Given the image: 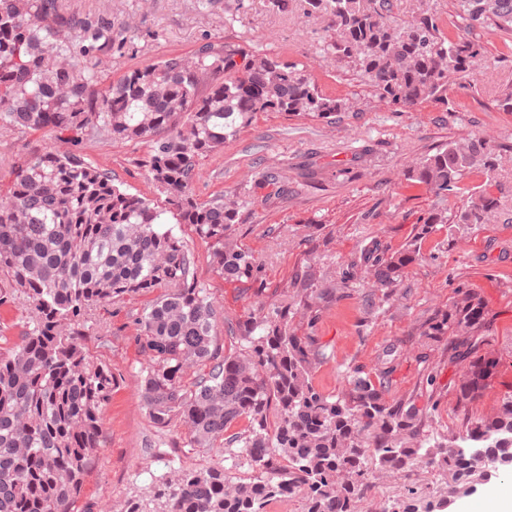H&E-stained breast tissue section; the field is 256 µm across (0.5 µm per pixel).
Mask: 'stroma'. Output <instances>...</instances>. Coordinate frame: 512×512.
Instances as JSON below:
<instances>
[{
	"label": "stroma",
	"instance_id": "stroma-1",
	"mask_svg": "<svg viewBox=\"0 0 512 512\" xmlns=\"http://www.w3.org/2000/svg\"><path fill=\"white\" fill-rule=\"evenodd\" d=\"M84 13L125 23V45L113 51L106 78L117 81L129 70L172 54L188 55L204 41H224L246 51H260L306 65L318 90L347 104L336 120L286 112L258 113L252 125L222 151L202 162L204 177L195 186L199 199L231 193L245 206L231 235L262 262L260 277L268 289L290 287L295 276L315 271L323 282L339 281L343 269L361 250L380 243L397 250L420 242V255L397 286L394 300L369 310L368 290L356 284L328 304L315 327L329 357L314 368L315 384L332 393L342 387L348 367L372 371L392 362L386 385L393 398L421 390V369L434 368L437 410L429 431L448 435L471 413L493 414L512 395V199H504L489 223L458 229L434 225L418 240L420 217L436 208L456 211L477 192H495L496 181H512V153H505L494 179L474 171L460 191L439 200L406 172L420 158L449 141L479 137L489 144H512V112L498 100L512 90V35L486 26L467 29L454 0H394V17L404 23L425 12L441 17L451 39L459 36L485 46L487 62L475 74L459 73L448 86V103L424 102L396 110L373 95L350 64L323 51L328 20L305 14L300 0L276 11L269 0H69ZM67 151L66 141L43 131L0 130V190L9 185L15 160L43 146ZM144 146L87 143V161L112 171L129 192L155 198V189L138 161ZM197 259V277L224 309V323L248 319L256 306L253 289L227 282L213 270L208 247L188 224L175 227ZM9 281L0 274V349L16 347L31 329L29 310L7 295ZM477 293L486 311L480 354H490L498 368L484 395L462 403L459 369L448 362L445 344L425 346L419 324L447 309L457 287ZM153 294L125 297L98 308L85 344L91 355L111 366L116 377L104 411L105 442L85 479L75 512H125L131 498L147 497L151 484L176 480L187 468L217 464L230 481L267 477L279 468L272 459L258 465L208 448H189L175 431L157 427L140 396L142 376L151 365L132 320L148 308Z\"/></svg>",
	"mask_w": 512,
	"mask_h": 512
}]
</instances>
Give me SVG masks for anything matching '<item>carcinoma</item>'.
<instances>
[{"label":"carcinoma","instance_id":"carcinoma-1","mask_svg":"<svg viewBox=\"0 0 512 512\" xmlns=\"http://www.w3.org/2000/svg\"><path fill=\"white\" fill-rule=\"evenodd\" d=\"M304 13L328 16L325 51L352 63L376 95L399 109L448 103V77L481 66L484 47L452 41L437 18L401 25L393 0H304ZM466 27L512 32V0H457ZM112 17L76 12L64 0H0V128L69 134L71 151L52 148L15 165L0 195V271L30 310L33 328L0 353V512H73L72 505L102 447L103 413L112 368L96 361L82 336L91 312L125 296L158 292L133 317L152 359L141 398L152 422H178L192 448H222L231 458L260 450L283 461L279 472L231 482L218 465L189 468L173 483L150 489L156 510L134 501L126 512H266L282 497L299 496L304 512H360L380 474L398 478L429 465L444 476L448 496L462 498L488 482L487 462L512 471V396L491 416L474 415L454 435L424 430L437 404L388 398L393 367L378 381L360 367L347 371L338 393L313 383L326 346L310 333L321 302L366 281L369 296L390 301L397 278L419 252L378 244L361 252L340 284L309 279L300 298L283 294L261 303L229 329L239 343L226 355L218 344L224 317L198 281L196 257L169 223L189 224L209 245L215 272L250 283L263 294L261 263L234 243L239 203L224 195L197 198L200 160L224 148L259 112L330 118L344 110L318 91L311 74L265 53L208 41L190 55H171L104 84L112 56ZM145 145L140 160L162 201L122 188L112 172L85 160L88 141ZM501 149L477 137L450 141L410 169V177L444 200L469 172L495 171ZM500 196L474 195L461 210L421 218L418 238L433 224H487ZM302 308L309 333L292 327ZM486 327L483 305L460 288L448 310L420 323L429 342L448 340V362L463 366V401L474 402L497 366L478 354ZM210 362L209 373L184 383L188 363ZM275 425L269 426V419ZM241 418L242 432L231 428ZM457 445L479 452L461 453Z\"/></svg>","mask_w":512,"mask_h":512}]
</instances>
